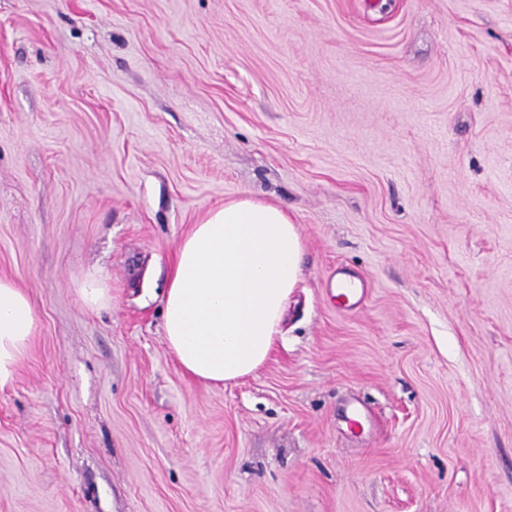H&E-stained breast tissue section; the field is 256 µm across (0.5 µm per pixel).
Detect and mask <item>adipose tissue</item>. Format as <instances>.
<instances>
[{"instance_id":"1","label":"adipose tissue","mask_w":512,"mask_h":512,"mask_svg":"<svg viewBox=\"0 0 512 512\" xmlns=\"http://www.w3.org/2000/svg\"><path fill=\"white\" fill-rule=\"evenodd\" d=\"M302 241L280 207L243 197L209 210L175 254L163 297L166 344L182 371L225 385L270 358L301 280ZM37 331L26 293L0 278V388Z\"/></svg>"}]
</instances>
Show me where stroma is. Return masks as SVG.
<instances>
[{
    "instance_id": "35a3bbf8",
    "label": "stroma",
    "mask_w": 512,
    "mask_h": 512,
    "mask_svg": "<svg viewBox=\"0 0 512 512\" xmlns=\"http://www.w3.org/2000/svg\"><path fill=\"white\" fill-rule=\"evenodd\" d=\"M243 196L302 278L213 386L162 297ZM0 278V512H512V0H0ZM345 273L336 271V288H331L332 296L336 299V307L339 309H352L364 298L367 287L362 282L344 278ZM79 294L84 304L91 309L102 306L106 300L104 289L101 288L100 282L94 274L86 276L79 288ZM37 331V314L26 293L0 278V389L11 383Z\"/></svg>"
}]
</instances>
